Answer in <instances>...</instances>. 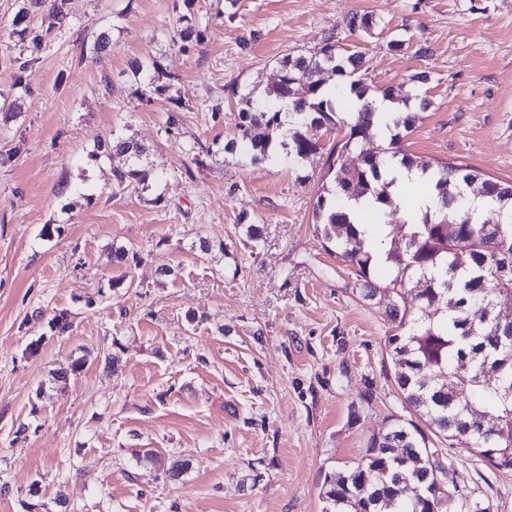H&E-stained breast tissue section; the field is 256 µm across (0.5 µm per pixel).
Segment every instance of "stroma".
Segmentation results:
<instances>
[{
    "mask_svg": "<svg viewBox=\"0 0 512 512\" xmlns=\"http://www.w3.org/2000/svg\"><path fill=\"white\" fill-rule=\"evenodd\" d=\"M21 5L0 0V512H321L325 475L417 414L384 367L382 306L314 224L334 137L244 162L224 149L238 94L331 34L365 48L374 88L427 75L406 153L512 181V0H64L63 25L30 12L35 51L12 32ZM354 12L377 26L350 32ZM185 14L203 33L186 52ZM135 59L158 67L152 101ZM117 137L143 147L148 181L113 184ZM441 449L512 512V470Z\"/></svg>",
    "mask_w": 512,
    "mask_h": 512,
    "instance_id": "stroma-1",
    "label": "stroma"
}]
</instances>
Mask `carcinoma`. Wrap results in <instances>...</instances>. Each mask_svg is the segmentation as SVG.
<instances>
[{"label": "carcinoma", "instance_id": "1", "mask_svg": "<svg viewBox=\"0 0 512 512\" xmlns=\"http://www.w3.org/2000/svg\"><path fill=\"white\" fill-rule=\"evenodd\" d=\"M181 23V41H201L191 17L181 16ZM374 25L371 15L346 17L352 32ZM365 63L362 47L345 49L332 34L312 51L283 58L279 78L265 95L243 94L245 107L224 150L239 149L252 163L282 165L316 152V132L342 134L326 160L329 181L319 188L315 216L323 239L335 245L336 257L347 263L364 297L373 299L383 290L392 294L385 304L391 324L386 358L405 402L444 439L476 450L495 469H512V312L498 304L499 297L512 296V274H501L506 266L512 270V221H504L500 210L476 220L457 205L462 191L475 188L500 201L501 207L512 208V181L405 154L402 164L433 172L440 206L421 224L395 220L398 206L382 167L387 157L400 152L401 135L397 132L386 142L373 129ZM326 72L337 76L331 92L322 78ZM425 80L427 76L415 75L409 88L387 87L381 95L406 108L415 99L423 109L427 103L416 84ZM297 85L305 87V96H295ZM347 91L364 103L345 122L338 117L339 96ZM111 149L129 161L127 167L112 170L117 187L146 180L147 173L138 167L142 150L137 144L118 139ZM357 149L362 164L345 170L340 179L333 176L343 156ZM365 195L385 207L380 215L386 237L405 241L403 250L384 251L390 273L384 286L374 279L377 265L366 241L339 204ZM463 249L469 264L458 269L455 254ZM410 288L416 293L408 302ZM450 471L452 463L443 460L441 449L429 447L418 426L397 420L369 439L360 462L325 477L322 512H490V506L448 481Z\"/></svg>", "mask_w": 512, "mask_h": 512}]
</instances>
